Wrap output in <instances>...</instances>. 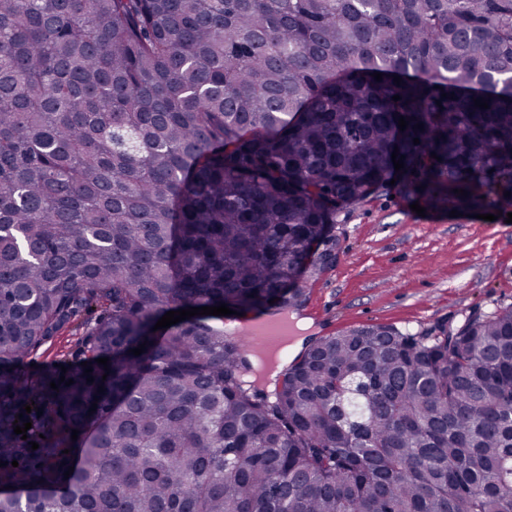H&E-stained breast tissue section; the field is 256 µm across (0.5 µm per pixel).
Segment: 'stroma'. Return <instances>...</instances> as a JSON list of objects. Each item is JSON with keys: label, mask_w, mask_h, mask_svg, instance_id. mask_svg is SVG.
Here are the masks:
<instances>
[{"label": "stroma", "mask_w": 512, "mask_h": 512, "mask_svg": "<svg viewBox=\"0 0 512 512\" xmlns=\"http://www.w3.org/2000/svg\"><path fill=\"white\" fill-rule=\"evenodd\" d=\"M402 192L369 194L347 207L332 230L335 264L304 285L296 312L313 336L368 324L412 332L456 325L512 305V223L448 210L412 212ZM86 341L81 323L63 327L25 359L37 373L72 367Z\"/></svg>", "instance_id": "stroma-1"}]
</instances>
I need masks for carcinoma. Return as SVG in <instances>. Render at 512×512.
<instances>
[{"instance_id":"obj_1","label":"carcinoma","mask_w":512,"mask_h":512,"mask_svg":"<svg viewBox=\"0 0 512 512\" xmlns=\"http://www.w3.org/2000/svg\"><path fill=\"white\" fill-rule=\"evenodd\" d=\"M393 179L512 204V0H0V512H512V306L321 336L271 390L224 317L153 330L298 308ZM94 304V381L28 374Z\"/></svg>"}]
</instances>
